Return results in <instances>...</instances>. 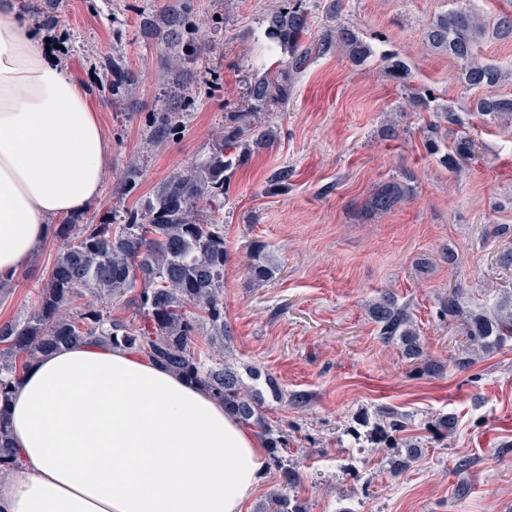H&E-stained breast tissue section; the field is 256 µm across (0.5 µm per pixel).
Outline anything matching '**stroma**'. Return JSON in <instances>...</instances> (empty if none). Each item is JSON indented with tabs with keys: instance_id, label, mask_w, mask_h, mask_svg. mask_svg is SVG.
<instances>
[{
	"instance_id": "35a3bbf8",
	"label": "stroma",
	"mask_w": 512,
	"mask_h": 512,
	"mask_svg": "<svg viewBox=\"0 0 512 512\" xmlns=\"http://www.w3.org/2000/svg\"><path fill=\"white\" fill-rule=\"evenodd\" d=\"M165 0H62L48 38L61 45L63 68L93 88L102 132L112 147L100 196L80 214L96 222L111 210L153 197L174 172L208 154L228 106L242 99L253 73L273 64L266 19L282 0H192L215 50L180 72L167 65L161 38L141 21ZM457 0H342L340 20L357 29L373 55L352 62L339 49L315 59L285 105L264 114L275 146L235 170L219 216L230 260L224 269V317L234 330L226 358L272 373L307 403L273 405L268 416L288 435V464L301 474L294 493L308 512H512V342L488 352L470 343L441 308L452 291L464 307L493 305L512 290V268L498 262L512 237V121L477 123L475 157L453 173L428 154L429 113L413 108L409 86L433 90L439 103L471 121L473 92L447 53L425 33ZM409 67L395 79L388 57ZM119 60L134 77L119 96L98 91ZM218 80L201 97L185 130L159 146L144 122L164 91L183 79ZM396 126L397 138L386 137ZM141 176L123 189L129 161ZM289 168L287 185L272 174ZM414 194L391 211L364 207L376 188L403 172ZM61 243L52 235L31 265L0 290V325L23 319ZM277 262L259 282L244 266L257 245ZM407 306L427 351L447 368L411 373L397 345L382 342L367 312L380 292ZM401 416L402 437L421 441V457L392 476L386 451L369 434L380 408ZM451 414L453 435L436 438L432 422Z\"/></svg>"
}]
</instances>
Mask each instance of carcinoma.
Wrapping results in <instances>:
<instances>
[{
	"label": "carcinoma",
	"mask_w": 512,
	"mask_h": 512,
	"mask_svg": "<svg viewBox=\"0 0 512 512\" xmlns=\"http://www.w3.org/2000/svg\"><path fill=\"white\" fill-rule=\"evenodd\" d=\"M162 24L165 39L177 47L170 56L173 68L180 70L187 61L202 60L213 52L202 33L204 21L193 14L189 0H168ZM313 25L306 0H283L267 17L266 34L269 53L279 52L284 58L255 74L246 96L224 115V131L212 151L191 168L173 174L143 208L126 211L124 223L114 224L106 217L97 224H68L34 309L22 321L0 326V479L17 466L4 404L23 366L41 354L95 338L147 356L224 403V410L263 441L268 467L281 472L282 483L271 499L274 512H307L304 502L289 494L301 476L284 463L288 439L267 416L270 404L286 398L284 389L272 374L251 367L244 376L224 358L233 336L224 320V267L229 254L224 225L214 213L232 171L254 153L273 147L276 133L261 115L288 102L295 76L335 45L357 63L371 56L372 48L354 29L340 24L316 37ZM489 31L500 40L512 39V16L502 15L489 27L460 9L438 17L425 35L428 45L456 60L460 81L476 92L469 111L484 122L512 115V95L498 92L504 73L481 61L475 50L478 37ZM199 93L201 84L187 81L163 97L149 122L148 142L158 145L178 133ZM411 104L434 117L425 148L440 165L459 169L474 152L476 141L464 130L452 145L441 149L434 138L438 123L457 121L455 113L436 103L422 86L414 88ZM412 192L411 185L392 180L375 190L367 206L386 213ZM247 272L267 281L274 269L259 250ZM102 298L133 308V316H113L112 308L99 303ZM443 312L460 321L467 339L488 352L512 342V292L491 307L466 310L454 291ZM368 313L379 338L397 344L417 374L443 372L444 364L427 355L408 309L393 294H380ZM201 339L207 344L205 352L197 349ZM247 378L256 385H247ZM382 416L388 419V428L370 433V438L391 449L389 463L398 475L418 457L420 445L395 437L403 428L396 413L384 411Z\"/></svg>",
	"instance_id": "carcinoma-1"
}]
</instances>
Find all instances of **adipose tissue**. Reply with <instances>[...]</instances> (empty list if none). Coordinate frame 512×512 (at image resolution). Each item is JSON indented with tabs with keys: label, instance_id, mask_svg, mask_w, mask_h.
<instances>
[{
	"label": "adipose tissue",
	"instance_id": "adipose-tissue-1",
	"mask_svg": "<svg viewBox=\"0 0 512 512\" xmlns=\"http://www.w3.org/2000/svg\"><path fill=\"white\" fill-rule=\"evenodd\" d=\"M111 147L88 89L0 0V283L99 196ZM20 465L0 512H241L266 472L222 403L128 350L83 342L22 372L8 404Z\"/></svg>",
	"mask_w": 512,
	"mask_h": 512
}]
</instances>
